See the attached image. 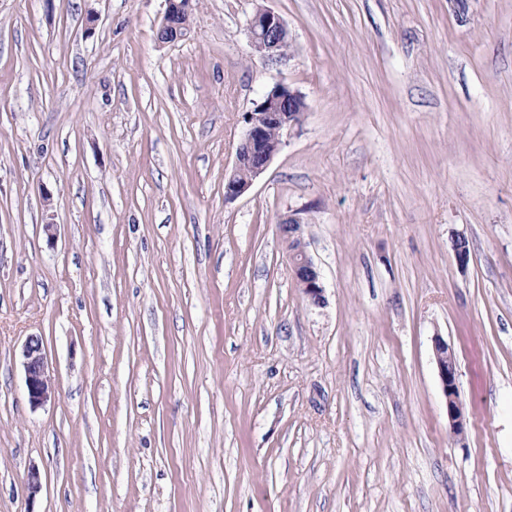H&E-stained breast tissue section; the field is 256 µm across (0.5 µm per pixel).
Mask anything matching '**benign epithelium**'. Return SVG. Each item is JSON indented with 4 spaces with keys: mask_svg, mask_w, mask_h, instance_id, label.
I'll return each mask as SVG.
<instances>
[{
    "mask_svg": "<svg viewBox=\"0 0 512 512\" xmlns=\"http://www.w3.org/2000/svg\"><path fill=\"white\" fill-rule=\"evenodd\" d=\"M193 0H166V10L159 27L158 39L172 42L186 35L192 15ZM251 55L266 63L276 64L285 56L289 41L286 22L274 11L258 7L247 25ZM307 104L296 90L276 84L253 107L243 113L245 134L236 147L232 172L224 179V200L234 201L244 195L254 180L266 169L284 144V136L299 126ZM304 218L301 212L288 214L280 221L283 242L292 255V275L296 288L315 306L325 304L321 274L307 256L302 236ZM433 353L442 394L446 400L448 424L455 435L464 433L466 418L458 398L455 358L448 342L437 335L433 339ZM28 401L33 408L47 404L55 397L48 372V358L39 336L27 338L21 349Z\"/></svg>",
    "mask_w": 512,
    "mask_h": 512,
    "instance_id": "7a95c632",
    "label": "benign epithelium"
}]
</instances>
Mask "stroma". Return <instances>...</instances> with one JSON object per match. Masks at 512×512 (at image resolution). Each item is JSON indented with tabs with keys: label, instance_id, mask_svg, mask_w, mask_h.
I'll return each mask as SVG.
<instances>
[{
	"label": "stroma",
	"instance_id": "1",
	"mask_svg": "<svg viewBox=\"0 0 512 512\" xmlns=\"http://www.w3.org/2000/svg\"><path fill=\"white\" fill-rule=\"evenodd\" d=\"M165 9L0 0V512H512V0H197L162 45ZM277 84L304 120L225 202ZM247 31L251 56L271 64L280 62L285 56L288 26L271 9L257 7L248 21ZM301 214V211L288 214L280 221L279 230L292 255V275L296 288L313 305L322 306L325 303L324 286L318 268L306 254L302 236L305 222ZM21 364L24 372L25 388L32 408H39L55 397L48 372V358L41 336L27 338L21 349ZM433 353L442 394L446 400L450 430L455 435H461L465 430L466 418L458 398L456 363L447 341L442 336L434 337Z\"/></svg>",
	"mask_w": 512,
	"mask_h": 512
}]
</instances>
